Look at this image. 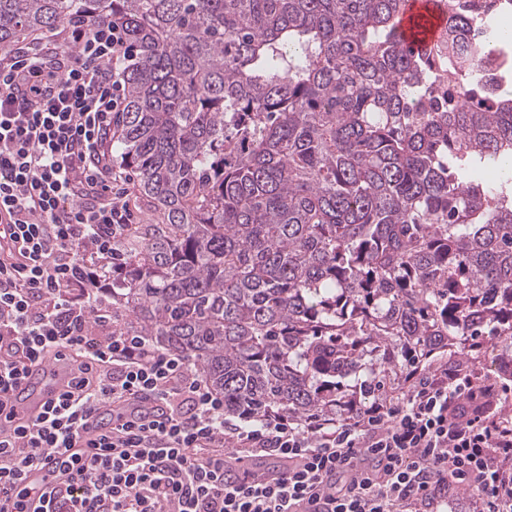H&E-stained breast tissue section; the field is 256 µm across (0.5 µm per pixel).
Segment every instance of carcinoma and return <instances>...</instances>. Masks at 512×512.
Segmentation results:
<instances>
[{"label": "carcinoma", "instance_id": "obj_1", "mask_svg": "<svg viewBox=\"0 0 512 512\" xmlns=\"http://www.w3.org/2000/svg\"><path fill=\"white\" fill-rule=\"evenodd\" d=\"M417 52L404 0H0V51L108 17L137 50L112 162L149 224L112 315L190 358L224 416L334 419L388 372L512 336V92L477 85L473 13ZM448 75L444 106L428 67Z\"/></svg>", "mask_w": 512, "mask_h": 512}]
</instances>
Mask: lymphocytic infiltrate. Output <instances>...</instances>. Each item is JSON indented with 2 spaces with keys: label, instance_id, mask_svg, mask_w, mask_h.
Listing matches in <instances>:
<instances>
[{
  "label": "lymphocytic infiltrate",
  "instance_id": "1",
  "mask_svg": "<svg viewBox=\"0 0 512 512\" xmlns=\"http://www.w3.org/2000/svg\"><path fill=\"white\" fill-rule=\"evenodd\" d=\"M134 57L107 18L0 53V416L31 367L69 365L36 420L0 426V512H446L466 486L475 512H512V388L466 364L412 368L404 400L336 421L234 423L188 358L71 298L137 220L112 168ZM257 456L284 466L230 477Z\"/></svg>",
  "mask_w": 512,
  "mask_h": 512
}]
</instances>
